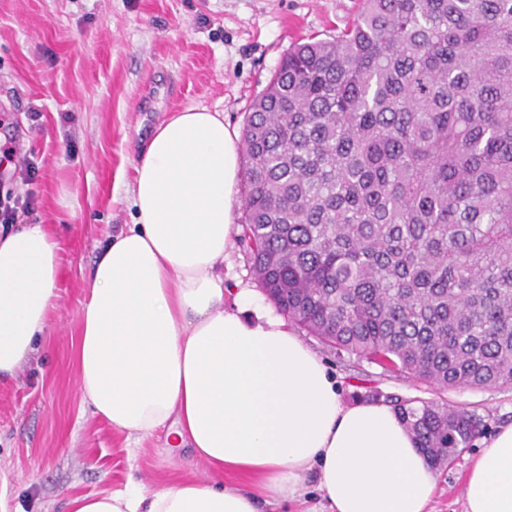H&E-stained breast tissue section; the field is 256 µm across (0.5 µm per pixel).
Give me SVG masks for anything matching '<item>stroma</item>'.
<instances>
[{"label": "stroma", "instance_id": "stroma-1", "mask_svg": "<svg viewBox=\"0 0 512 512\" xmlns=\"http://www.w3.org/2000/svg\"><path fill=\"white\" fill-rule=\"evenodd\" d=\"M362 0H0V143L37 165L27 177L0 153V198L32 197L22 224L62 243L59 308L48 336L0 385V481L22 512H63L68 494L206 478L165 432L127 435L93 415L77 386L73 341L96 256L133 223L129 186L140 144L176 112L221 113L243 130L288 48L351 24ZM304 342L326 363L343 403L372 394L448 404L479 415L485 435L512 423V386L439 390ZM481 448L438 466L430 512H464V475Z\"/></svg>", "mask_w": 512, "mask_h": 512}]
</instances>
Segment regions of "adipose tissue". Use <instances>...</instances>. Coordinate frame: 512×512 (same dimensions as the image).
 Segmentation results:
<instances>
[{
    "label": "adipose tissue",
    "instance_id": "adipose-tissue-1",
    "mask_svg": "<svg viewBox=\"0 0 512 512\" xmlns=\"http://www.w3.org/2000/svg\"><path fill=\"white\" fill-rule=\"evenodd\" d=\"M239 137L187 109L140 149L134 224L98 255L78 321L84 403L129 439L167 431L207 480L78 494L64 512H265L302 502L317 472L329 512H427L437 476L397 412L343 404L322 359L240 289L224 304ZM61 244L44 224L0 231V381L35 352L58 308ZM466 512H512V423L485 441Z\"/></svg>",
    "mask_w": 512,
    "mask_h": 512
}]
</instances>
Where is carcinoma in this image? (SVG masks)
<instances>
[{
    "label": "carcinoma",
    "mask_w": 512,
    "mask_h": 512,
    "mask_svg": "<svg viewBox=\"0 0 512 512\" xmlns=\"http://www.w3.org/2000/svg\"><path fill=\"white\" fill-rule=\"evenodd\" d=\"M243 149L240 243L283 315L440 389L512 385V0H364L289 49ZM385 402L435 466L483 430Z\"/></svg>",
    "instance_id": "obj_1"
}]
</instances>
